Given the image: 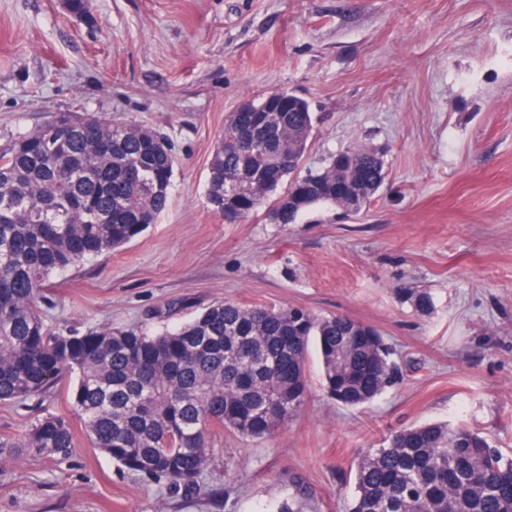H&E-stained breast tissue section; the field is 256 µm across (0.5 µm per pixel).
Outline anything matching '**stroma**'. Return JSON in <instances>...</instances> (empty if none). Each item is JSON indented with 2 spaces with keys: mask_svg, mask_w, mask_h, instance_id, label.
<instances>
[{
  "mask_svg": "<svg viewBox=\"0 0 512 512\" xmlns=\"http://www.w3.org/2000/svg\"><path fill=\"white\" fill-rule=\"evenodd\" d=\"M0 0V143L56 113L150 128L175 158L168 209L124 247L52 279L62 330L179 327L203 308L300 307L368 324L395 386L327 398L317 354L300 412L267 441L209 432L195 493L92 448L66 376L45 401L0 403V512H345L361 449L447 421L512 457V0ZM285 89L316 116L303 158L355 144L388 177L357 215L330 207L225 223L206 196L231 112ZM429 292L422 312L397 291ZM72 420L69 459L24 448L43 410Z\"/></svg>",
  "mask_w": 512,
  "mask_h": 512,
  "instance_id": "1",
  "label": "stroma"
}]
</instances>
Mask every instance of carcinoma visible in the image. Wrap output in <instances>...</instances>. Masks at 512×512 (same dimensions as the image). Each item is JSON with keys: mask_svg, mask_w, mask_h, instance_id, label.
Wrapping results in <instances>:
<instances>
[{"mask_svg": "<svg viewBox=\"0 0 512 512\" xmlns=\"http://www.w3.org/2000/svg\"><path fill=\"white\" fill-rule=\"evenodd\" d=\"M233 112L209 163L207 200L278 211L294 224L316 206L357 214L387 178L384 154L355 144L306 170L314 129L305 100L287 90ZM157 133L94 114L60 112L0 147V401L42 399L64 372L93 447L125 469L173 488L197 490L209 460L208 434L222 426L260 439L304 405L306 362L315 346L332 400L360 407L397 380L379 332L344 315L302 308L212 304L174 330L148 334L103 327L62 332L39 307L56 275L121 247L167 209L172 154L155 153ZM357 164L373 190L340 201L331 180ZM282 169L268 186L262 173ZM395 292L418 310L426 291ZM74 445L70 423L47 413L24 447L58 459ZM348 512H512V458L468 427L447 422L400 430L359 454Z\"/></svg>", "mask_w": 512, "mask_h": 512, "instance_id": "cac0c4a2", "label": "carcinoma"}]
</instances>
